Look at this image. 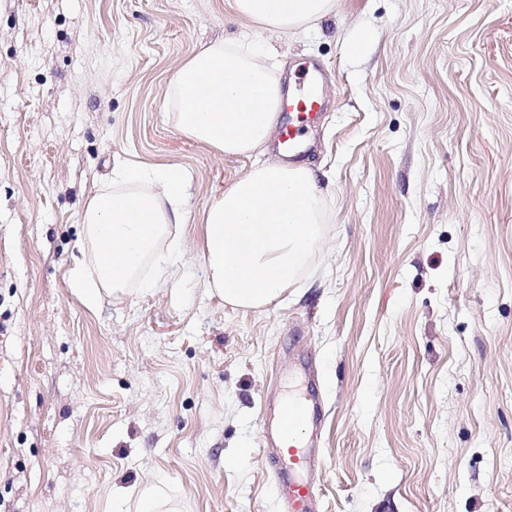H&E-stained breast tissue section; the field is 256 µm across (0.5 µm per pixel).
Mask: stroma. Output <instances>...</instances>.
<instances>
[{"instance_id": "obj_1", "label": "stroma", "mask_w": 512, "mask_h": 512, "mask_svg": "<svg viewBox=\"0 0 512 512\" xmlns=\"http://www.w3.org/2000/svg\"><path fill=\"white\" fill-rule=\"evenodd\" d=\"M243 36L281 84L330 73L325 242L262 311L211 294L201 252L254 160L182 135L168 97ZM121 162L189 174L182 254L90 311L66 272ZM312 382L320 512H512V0H337L295 36L225 0H0V512H136L153 484L279 512L263 425Z\"/></svg>"}]
</instances>
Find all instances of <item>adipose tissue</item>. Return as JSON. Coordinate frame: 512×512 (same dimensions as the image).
<instances>
[{"label":"adipose tissue","instance_id":"obj_1","mask_svg":"<svg viewBox=\"0 0 512 512\" xmlns=\"http://www.w3.org/2000/svg\"><path fill=\"white\" fill-rule=\"evenodd\" d=\"M232 7L263 31L295 35L332 14L336 0H232ZM269 56L246 39L202 48L172 83L178 130L224 155L267 154L284 99ZM188 181L185 172L159 168L144 191L134 168L123 166L113 170L110 188L88 198V251L68 269V283L87 309L124 293L145 257L160 265L178 260L181 244L172 227L184 221ZM323 211V194L308 166H254L202 215L209 288L232 307L266 309L309 266L325 236Z\"/></svg>","mask_w":512,"mask_h":512}]
</instances>
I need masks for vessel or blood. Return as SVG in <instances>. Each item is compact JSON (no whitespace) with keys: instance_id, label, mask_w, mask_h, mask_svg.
<instances>
[{"instance_id":"vessel-or-blood-1","label":"vessel or blood","mask_w":512,"mask_h":512,"mask_svg":"<svg viewBox=\"0 0 512 512\" xmlns=\"http://www.w3.org/2000/svg\"><path fill=\"white\" fill-rule=\"evenodd\" d=\"M294 90L280 116L277 147L284 161H303L313 148L311 134L325 111L327 74L315 61L295 68ZM322 408L298 393L280 402L274 426L264 438L278 491L279 512H317L316 477L321 459L311 438L321 424Z\"/></svg>"}]
</instances>
